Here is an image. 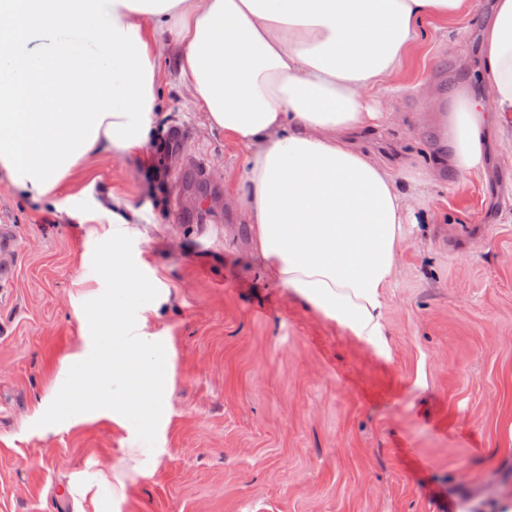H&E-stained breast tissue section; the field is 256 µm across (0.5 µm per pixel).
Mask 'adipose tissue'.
I'll return each instance as SVG.
<instances>
[{
	"label": "adipose tissue",
	"mask_w": 512,
	"mask_h": 512,
	"mask_svg": "<svg viewBox=\"0 0 512 512\" xmlns=\"http://www.w3.org/2000/svg\"><path fill=\"white\" fill-rule=\"evenodd\" d=\"M470 0H0V177L48 201L91 156H122L156 136L161 57L209 129L246 151L228 203L252 228L253 256L278 284L359 341L387 353L384 309L410 226L434 219L429 170L398 171L352 136L394 118L405 59L421 24L468 12ZM485 98L427 93L447 109L448 163L483 172L487 134L512 137V0H495L482 35ZM112 256L102 273L112 326L76 355L70 389L94 386L113 415L151 422L166 393L165 359L124 321L145 289L121 253L147 238L145 217L111 197Z\"/></svg>",
	"instance_id": "adipose-tissue-1"
}]
</instances>
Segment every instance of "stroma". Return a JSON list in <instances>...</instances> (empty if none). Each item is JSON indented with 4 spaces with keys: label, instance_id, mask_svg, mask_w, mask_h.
<instances>
[{
    "label": "stroma",
    "instance_id": "stroma-1",
    "mask_svg": "<svg viewBox=\"0 0 512 512\" xmlns=\"http://www.w3.org/2000/svg\"><path fill=\"white\" fill-rule=\"evenodd\" d=\"M473 2L424 23L398 126L357 138L394 167L437 170L432 204L448 215L421 225L394 268L390 357L250 255L224 199L245 151L206 126L175 75L158 91L162 131L139 152L98 154L42 206L0 182V224L16 236V279L0 293V512H496L512 494V223L500 221L512 144L458 178L437 114L421 110L426 90L486 93L492 0ZM112 192L151 222L121 255L157 303L126 317L168 357L149 426L68 388L71 356L104 333L112 238L99 203Z\"/></svg>",
    "mask_w": 512,
    "mask_h": 512
}]
</instances>
